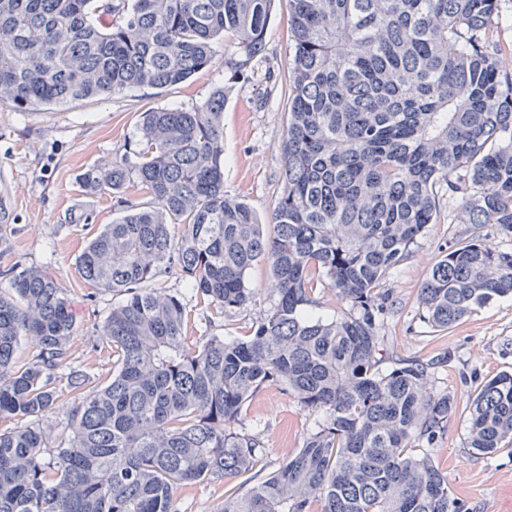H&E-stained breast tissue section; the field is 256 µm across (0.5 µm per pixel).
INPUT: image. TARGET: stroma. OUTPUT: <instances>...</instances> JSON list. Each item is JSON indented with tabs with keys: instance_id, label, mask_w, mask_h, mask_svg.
Here are the masks:
<instances>
[{
	"instance_id": "35a3bbf8",
	"label": "stroma",
	"mask_w": 512,
	"mask_h": 512,
	"mask_svg": "<svg viewBox=\"0 0 512 512\" xmlns=\"http://www.w3.org/2000/svg\"><path fill=\"white\" fill-rule=\"evenodd\" d=\"M289 0H277L267 29L266 60L243 73L223 62L176 86L141 87L120 94L76 101L64 106L16 111L0 101V270L16 261L52 272L65 288L74 322L70 368L107 384L115 358L99 329L118 298L95 292L77 267V258L105 224L121 216L111 194H86L79 177L90 167L121 161L129 154L141 113L203 103L224 85V193L247 202L262 221H270L282 187L280 146L288 127L289 59L292 51ZM439 219L385 276L380 290L388 310L379 330L386 360L419 358L433 363L430 392L454 396L457 407L431 456L448 478L454 497L471 512H512V450L492 456L468 455L465 448L468 407L474 390L500 371H512V295L493 299L454 327L435 331L422 317L419 295L432 266L448 250L471 239L512 252V233L496 224H472L461 200L440 199ZM255 297L227 315L205 303H190L191 340L216 333L247 335L274 300L265 262L248 272ZM69 370L60 371V397L48 424L50 445L64 438L63 420L73 404L67 388ZM322 416L303 410L281 388L271 386L245 406L241 426L258 434L264 459L257 468L268 474L303 442ZM239 479L182 485L175 491L181 512H210Z\"/></svg>"
}]
</instances>
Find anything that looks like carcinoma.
Instances as JSON below:
<instances>
[{"instance_id": "carcinoma-1", "label": "carcinoma", "mask_w": 512, "mask_h": 512, "mask_svg": "<svg viewBox=\"0 0 512 512\" xmlns=\"http://www.w3.org/2000/svg\"><path fill=\"white\" fill-rule=\"evenodd\" d=\"M275 0H0V97L19 111L150 86L213 66L217 40L236 73L265 55ZM293 38L283 188L266 231L224 195V87L199 106L142 113L136 162L91 167L90 193L124 215L78 256L82 277L121 296L101 326L117 356L105 385L73 371L67 440L48 447L58 370L74 333L66 290L21 261L0 272V512H179L174 490L243 478L224 512H469L420 443L456 407L425 392L433 363L383 366L379 285L439 218L441 192L471 224L512 233V43L503 0H289ZM136 177L143 202L121 198ZM267 262L277 297L243 336H186L188 301L226 314L255 297ZM173 269L182 288L150 287ZM344 310L314 318L317 286ZM512 294V252L472 240L420 290L446 331ZM35 349L16 365L21 343ZM280 386L322 412L297 453L264 477L247 402ZM512 446V372L474 390L466 448Z\"/></svg>"}]
</instances>
